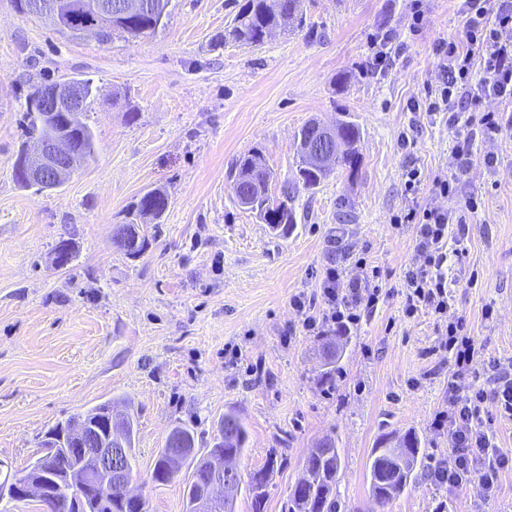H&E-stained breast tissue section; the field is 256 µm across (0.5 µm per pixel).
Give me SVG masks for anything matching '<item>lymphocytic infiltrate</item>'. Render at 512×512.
<instances>
[{"label":"lymphocytic infiltrate","instance_id":"lymphocytic-infiltrate-1","mask_svg":"<svg viewBox=\"0 0 512 512\" xmlns=\"http://www.w3.org/2000/svg\"><path fill=\"white\" fill-rule=\"evenodd\" d=\"M465 17L462 38L442 41L433 52L439 61L442 79L429 92L428 111L444 112L449 123H459L469 113L471 131L455 147L457 172L434 182V197L415 201L401 213L399 223L416 227V251L419 265L404 276V313L414 317L428 310L446 319L445 339L440 347L451 354L458 377L468 375L480 362L482 352L469 336L464 320L448 321V226L452 210L440 208L435 197L452 199L459 193L460 173L473 162L472 139H493L512 126V114L484 110L489 100L512 103V0H462ZM379 269L360 277H343L339 269H328L321 284L324 308L313 313L304 297L293 305L306 331L324 334L330 329L350 330L357 325L360 311L375 310L381 296ZM487 372L490 387H460L448 384V408L434 418L436 428L448 434L450 452L434 467L436 481L449 490L475 487L481 498L495 494L500 473L512 467V457L497 452L494 432L482 417L483 404H492L505 418L512 419V365L490 363Z\"/></svg>","mask_w":512,"mask_h":512}]
</instances>
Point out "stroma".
Returning a JSON list of instances; mask_svg holds the SVG:
<instances>
[{
  "instance_id": "stroma-1",
  "label": "stroma",
  "mask_w": 512,
  "mask_h": 512,
  "mask_svg": "<svg viewBox=\"0 0 512 512\" xmlns=\"http://www.w3.org/2000/svg\"><path fill=\"white\" fill-rule=\"evenodd\" d=\"M245 2L173 0L154 34L104 45L63 36L0 0V473L26 468L56 422L121 397L138 416L132 489L150 512H183L181 481L150 480L171 429L187 424L198 448H210L231 407L250 433L242 474L263 467L269 449L287 458L265 512H281L310 448L328 435L344 458L339 512H512V469L487 500L425 473L383 509L367 481L384 437L416 430L427 469L449 452L433 420L448 407L455 367L436 348L435 317L404 314L416 233L393 218L413 197L408 171L420 173L422 200L436 178L457 174L453 149L467 126L419 104L441 80L434 46L463 33L460 0H423L417 33L410 0H305L304 29H279L257 50L224 36ZM386 33L390 52L377 66ZM72 76L97 89L85 116L95 156L57 190L22 188L13 161L29 87ZM116 96L136 119L113 106ZM345 112L362 131L359 167L299 190L288 237L235 203L239 157L260 151L273 173L269 193L281 198L298 129ZM473 152L451 203L467 233L448 232L449 249L463 251L448 258V317L465 319L485 359L504 362L512 360V129L475 140ZM153 189L166 191L169 205L146 222V250L127 257L113 237ZM471 197L474 212L465 207ZM69 238L75 259L54 267L53 248ZM342 244L379 267L383 297L352 327L326 393L314 381L321 344L292 300L319 299Z\"/></svg>"
}]
</instances>
